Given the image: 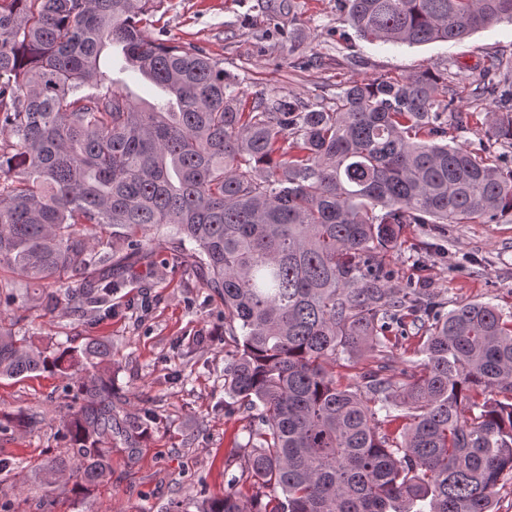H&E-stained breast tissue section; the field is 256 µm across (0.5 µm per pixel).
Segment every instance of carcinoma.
<instances>
[{
  "label": "carcinoma",
  "mask_w": 512,
  "mask_h": 512,
  "mask_svg": "<svg viewBox=\"0 0 512 512\" xmlns=\"http://www.w3.org/2000/svg\"><path fill=\"white\" fill-rule=\"evenodd\" d=\"M157 0H0V267L36 287L6 294L47 314L107 301L112 257L132 272L165 237L173 264L224 305L237 345L224 391L247 412L248 473L267 490L255 512H493L512 474V311L391 288L384 254L406 224H497L512 216V166L448 143L462 73L351 82L332 107L261 98L249 109L223 62L144 34ZM370 43L460 42L503 21L512 0H341ZM159 86L132 102L100 58ZM490 99L484 136L512 144V75L492 57L473 89ZM106 232L93 240L86 226ZM70 273L83 287L47 288ZM420 325L423 361L395 380L386 339ZM370 353L354 387L341 356ZM82 366L68 452L46 472L85 486L112 477V343L41 349L0 324V377ZM403 413H397V410ZM403 420L398 432L388 426ZM197 512H246L233 488Z\"/></svg>",
  "instance_id": "1"
}]
</instances>
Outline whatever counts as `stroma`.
<instances>
[{"mask_svg":"<svg viewBox=\"0 0 512 512\" xmlns=\"http://www.w3.org/2000/svg\"><path fill=\"white\" fill-rule=\"evenodd\" d=\"M350 26L340 0H162L148 36L203 47L223 59L246 103L260 97L329 105L348 82L400 78L449 61L468 66L486 57L512 58V25L498 24L458 43L423 46L346 39ZM402 250L388 253L395 284L422 282L440 292L446 310L472 302L512 308V222L403 228ZM93 318L61 309L0 304V324L42 348L89 336L112 341L117 419L137 417L139 440L112 441V478L81 491L74 475L45 483L43 469L69 443L65 423L74 411L68 376L35 373L0 378V415L25 410L33 428L0 433V512H167L176 501L223 495L235 480L243 501L263 495L245 467L248 420L224 391V368L234 349L224 330V307L196 279L183 275L168 252L128 278Z\"/></svg>","mask_w":512,"mask_h":512,"instance_id":"35a3bbf8","label":"stroma"}]
</instances>
